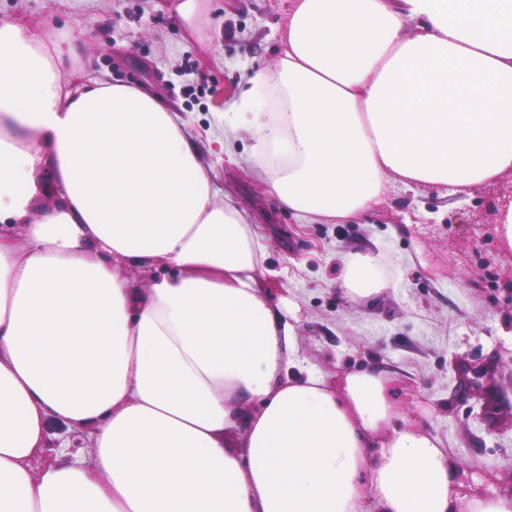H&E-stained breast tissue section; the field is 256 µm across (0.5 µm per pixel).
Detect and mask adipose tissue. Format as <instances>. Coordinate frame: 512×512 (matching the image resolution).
<instances>
[{"instance_id":"1","label":"adipose tissue","mask_w":512,"mask_h":512,"mask_svg":"<svg viewBox=\"0 0 512 512\" xmlns=\"http://www.w3.org/2000/svg\"><path fill=\"white\" fill-rule=\"evenodd\" d=\"M84 36L0 20V512H512L462 495L391 373L303 368L300 307L183 116L73 67ZM283 40L224 119L297 219H360L391 176L462 194L512 171V0H296ZM344 266L347 299L386 289L377 254Z\"/></svg>"}]
</instances>
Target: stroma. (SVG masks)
Segmentation results:
<instances>
[{
  "mask_svg": "<svg viewBox=\"0 0 512 512\" xmlns=\"http://www.w3.org/2000/svg\"><path fill=\"white\" fill-rule=\"evenodd\" d=\"M292 0H199L183 20L169 0H0V19L40 29L81 53L96 75L158 93L263 237L271 293L301 309L297 349L330 382L365 367L395 372L403 416L461 462L464 480L512 490V247L500 210L512 172L460 194L390 181L349 224H305L247 175L253 141L223 115L250 75L273 65ZM380 253L389 286L362 302L341 292L343 257Z\"/></svg>",
  "mask_w": 512,
  "mask_h": 512,
  "instance_id": "1",
  "label": "stroma"
}]
</instances>
